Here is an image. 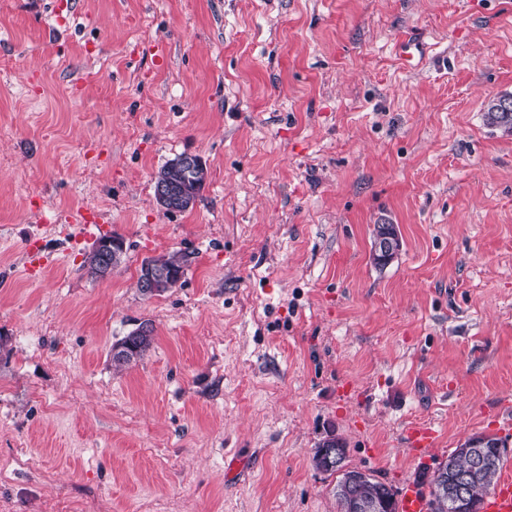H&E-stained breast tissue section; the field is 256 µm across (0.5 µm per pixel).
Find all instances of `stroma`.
I'll list each match as a JSON object with an SVG mask.
<instances>
[{
  "label": "stroma",
  "instance_id": "obj_1",
  "mask_svg": "<svg viewBox=\"0 0 512 512\" xmlns=\"http://www.w3.org/2000/svg\"><path fill=\"white\" fill-rule=\"evenodd\" d=\"M508 94L512 0H0V512H339L329 435L426 491L498 435L512 136L484 109ZM183 153L207 181L169 212L154 176ZM377 224L402 236L382 269ZM172 253L181 282L143 295ZM124 247H125V242L123 239L112 236V237L106 238V239H99L96 242L94 249L98 252V255L101 258V260L103 262H105L108 260L111 253L112 254L118 253L121 249H124ZM125 254H126V249L124 251H120V253H118L117 257L114 259V261L112 263V267H111V270L109 273H111L114 268H116L117 266H119L122 263ZM85 262H86L88 274L91 277H93L95 279H103L106 277L107 274H109V273L104 272V270H102V268L100 266V262L98 261V259L95 256L89 255ZM188 257L189 256L187 254H169L145 258L142 261L140 274L137 281V285L140 292H142L143 287L145 295L150 296L153 293H155V291V294H160L167 291L169 288H173L175 286L174 284L177 281V279L179 277L182 278V276L184 275L185 266L188 262ZM147 266H159L160 268L166 269L169 275L173 273V282L170 283V278L168 277L167 280L165 282L160 283L156 289L155 287L158 281L165 280L167 277V273L157 271L155 269H149L144 272V277L141 286V273H143L145 267ZM143 326L148 327V335L143 336L138 334L140 329L141 333L144 334L146 332V328H141ZM152 333V329L148 325L142 324L127 336L119 339L112 346V362L116 365H128L142 359L153 347L154 336ZM118 347H124L125 349L121 350L117 354L113 353V351ZM408 440L410 448L416 455H422L425 448H431L436 443V434L431 427L426 425H415L408 429ZM335 440L333 438H329L326 440L324 448H321L322 444L317 448L313 458L312 462L315 468H318V456H319V463H320V469L321 470H334L336 469L339 471H344V460H340L342 457V448H334V442ZM321 450V451H320ZM320 452V454H319ZM336 462V463H335Z\"/></svg>",
  "mask_w": 512,
  "mask_h": 512
}]
</instances>
